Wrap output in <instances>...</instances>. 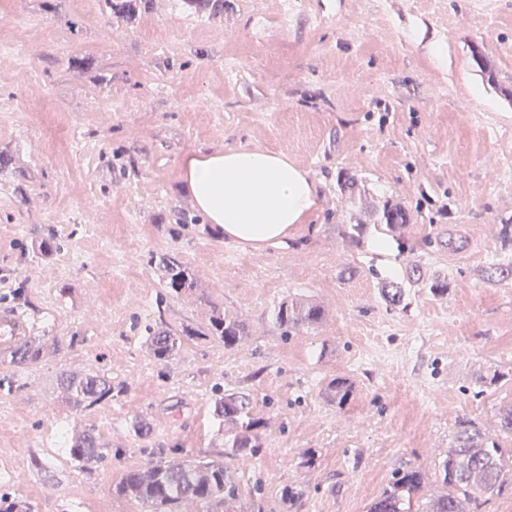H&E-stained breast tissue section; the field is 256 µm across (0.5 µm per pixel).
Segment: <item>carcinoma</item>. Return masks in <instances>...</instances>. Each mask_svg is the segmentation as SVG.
I'll use <instances>...</instances> for the list:
<instances>
[{
    "label": "carcinoma",
    "instance_id": "cac0c4a2",
    "mask_svg": "<svg viewBox=\"0 0 512 512\" xmlns=\"http://www.w3.org/2000/svg\"><path fill=\"white\" fill-rule=\"evenodd\" d=\"M112 17H124L134 11L132 0H104ZM187 274L179 264L167 265L164 288L171 296L185 290ZM321 311L313 305H279L275 321L280 328H298L317 323ZM212 335L232 346L245 334V326L238 320L216 318L211 325ZM183 337L174 330H162L152 336L154 357L161 360L180 347ZM46 344L37 343L24 349L12 362L32 367L43 359ZM61 386L68 395L69 404L76 411L91 407L112 396V382L100 372L82 375L64 374ZM329 389L338 403L348 401L352 386L345 379L331 381ZM213 415L240 428L229 444L234 455L253 454L259 447L257 424L249 417L246 397L236 393L222 394L213 405ZM66 450L81 471H91L112 458V449L103 443L95 429H85L71 438ZM170 448H158L150 461L126 471L114 486L113 493L138 504L144 512H181L183 505L195 503L204 512H262L260 503L250 506L239 503L235 482L224 462L219 460H173ZM443 482L448 493L437 497L431 512H470V507L481 498L501 494L512 486V457L505 454L496 441H490L468 420L458 424L456 446L448 450L444 464ZM423 484V476L416 468L398 473L391 486L372 502L368 512H410L412 496ZM0 512H29V507L5 490L0 493Z\"/></svg>",
    "mask_w": 512,
    "mask_h": 512
}]
</instances>
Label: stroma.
Wrapping results in <instances>:
<instances>
[{
    "label": "stroma",
    "mask_w": 512,
    "mask_h": 512,
    "mask_svg": "<svg viewBox=\"0 0 512 512\" xmlns=\"http://www.w3.org/2000/svg\"><path fill=\"white\" fill-rule=\"evenodd\" d=\"M237 146L320 180L288 246L226 242L185 191L186 153ZM0 150V309L50 346L32 368L0 359V477L31 512H139L113 484L173 447L223 461L264 512H367L415 467L424 512L459 421L512 450V276L497 270L512 264V0H297L287 16L224 0L210 18L148 0L131 25L104 0H0ZM391 205L406 224L386 226ZM166 259L193 281L182 296L164 294ZM387 282L405 307L386 306ZM283 302L322 319L283 333ZM218 312L246 327L234 346L208 334ZM168 328L193 336L160 362L146 336ZM91 371L112 397L73 412L59 378ZM336 377L354 386L343 406ZM219 389L248 396L255 454L226 456ZM89 427L112 460L88 474L64 440Z\"/></svg>",
    "instance_id": "stroma-1"
}]
</instances>
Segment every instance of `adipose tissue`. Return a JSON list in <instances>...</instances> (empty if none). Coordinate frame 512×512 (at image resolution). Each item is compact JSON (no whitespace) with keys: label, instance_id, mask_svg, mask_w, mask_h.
I'll return each instance as SVG.
<instances>
[{"label":"adipose tissue","instance_id":"ef3b65f1","mask_svg":"<svg viewBox=\"0 0 512 512\" xmlns=\"http://www.w3.org/2000/svg\"><path fill=\"white\" fill-rule=\"evenodd\" d=\"M182 179L206 221L243 247L287 245L318 203V184L307 170L260 147L188 154Z\"/></svg>","mask_w":512,"mask_h":512}]
</instances>
